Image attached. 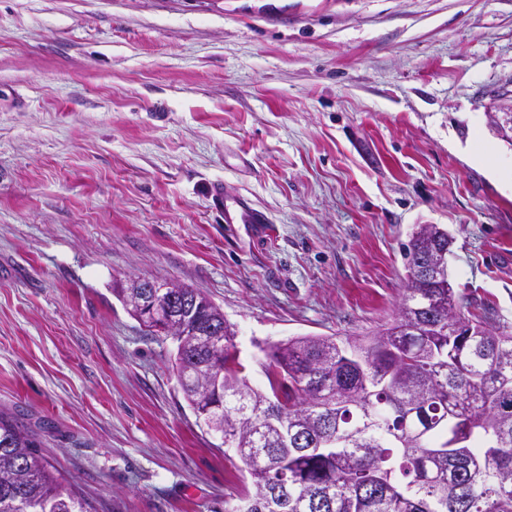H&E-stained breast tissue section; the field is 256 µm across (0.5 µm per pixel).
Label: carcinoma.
Returning a JSON list of instances; mask_svg holds the SVG:
<instances>
[{"label":"carcinoma","mask_w":512,"mask_h":512,"mask_svg":"<svg viewBox=\"0 0 512 512\" xmlns=\"http://www.w3.org/2000/svg\"><path fill=\"white\" fill-rule=\"evenodd\" d=\"M489 117L512 144L509 117ZM451 243L439 224L414 225L394 322L270 345L264 390L249 384L234 326L207 296L158 283L163 319L141 325L152 336L173 313L189 317L196 343L177 347L173 370L251 479L224 512H512V330L448 281L418 278ZM92 510L21 416L0 413V512Z\"/></svg>","instance_id":"carcinoma-1"}]
</instances>
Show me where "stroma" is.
I'll return each mask as SVG.
<instances>
[{"label": "stroma", "instance_id": "35a3bbf8", "mask_svg": "<svg viewBox=\"0 0 512 512\" xmlns=\"http://www.w3.org/2000/svg\"><path fill=\"white\" fill-rule=\"evenodd\" d=\"M506 91L512 0H0V412L98 512H224L245 480L113 288L201 289L261 386V343L391 322L441 224L512 326ZM214 202L223 211L225 223L250 224L257 235L262 237L270 235L271 223L267 214L248 198L241 195L228 198L224 195V190L219 188L214 193Z\"/></svg>", "mask_w": 512, "mask_h": 512}]
</instances>
